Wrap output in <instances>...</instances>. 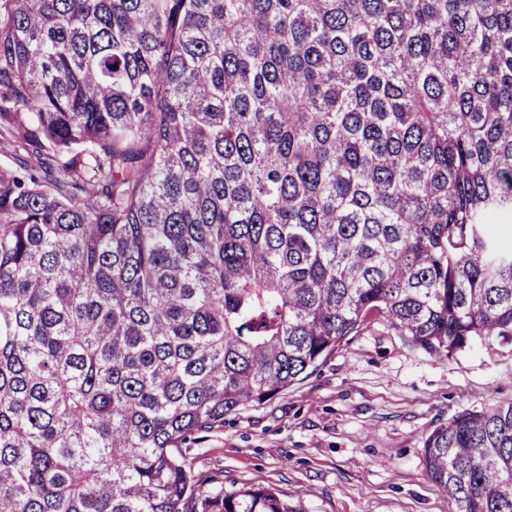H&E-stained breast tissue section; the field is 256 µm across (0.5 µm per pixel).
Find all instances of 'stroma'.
<instances>
[{
  "label": "stroma",
  "instance_id": "35a3bbf8",
  "mask_svg": "<svg viewBox=\"0 0 512 512\" xmlns=\"http://www.w3.org/2000/svg\"><path fill=\"white\" fill-rule=\"evenodd\" d=\"M512 403V346L438 359L371 322L267 403L184 445L201 491L272 486L305 512H454L427 476L426 437L465 410Z\"/></svg>",
  "mask_w": 512,
  "mask_h": 512
}]
</instances>
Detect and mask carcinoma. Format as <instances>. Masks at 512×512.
<instances>
[{
  "label": "carcinoma",
  "mask_w": 512,
  "mask_h": 512,
  "mask_svg": "<svg viewBox=\"0 0 512 512\" xmlns=\"http://www.w3.org/2000/svg\"><path fill=\"white\" fill-rule=\"evenodd\" d=\"M0 512H303L182 445L369 319L512 344V0H0ZM512 512V404L424 442Z\"/></svg>",
  "instance_id": "carcinoma-1"
}]
</instances>
